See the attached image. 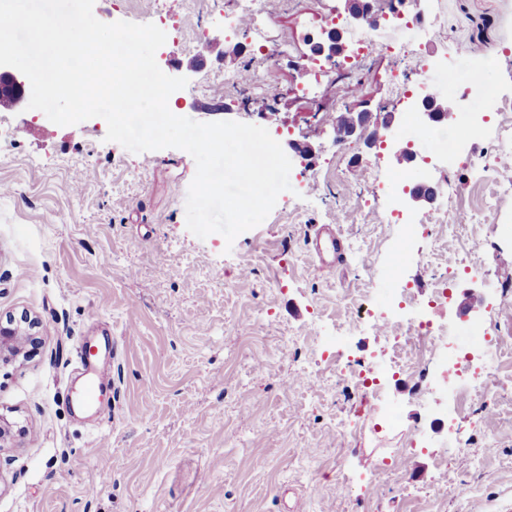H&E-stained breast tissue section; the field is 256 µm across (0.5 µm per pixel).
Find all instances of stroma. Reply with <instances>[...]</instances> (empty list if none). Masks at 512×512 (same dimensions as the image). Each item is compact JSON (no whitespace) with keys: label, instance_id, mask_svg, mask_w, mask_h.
Returning <instances> with one entry per match:
<instances>
[{"label":"stroma","instance_id":"1","mask_svg":"<svg viewBox=\"0 0 512 512\" xmlns=\"http://www.w3.org/2000/svg\"><path fill=\"white\" fill-rule=\"evenodd\" d=\"M163 3L156 62L189 81L169 98L176 115L211 122L193 109L190 84L215 75L210 92L231 105L230 120L279 131L282 144L310 139L320 159L340 157V179H308L303 217L276 208L234 243L201 239L186 227L196 172L187 152H131L106 141L99 117L59 126L22 103L0 109L12 130L0 147V318L29 313L43 336L30 359L0 366V414L21 429L0 448V512H512V366L457 412L447 394L428 392L437 364L423 361L386 380L397 416L385 422L357 383L385 340L350 303L361 280L373 308L403 285L423 305L432 290L429 240L382 223L390 202L372 192L367 162L388 178L463 182L433 206L459 227L445 262L470 250L484 270L455 289L478 287L483 305L464 322L445 305L433 317L453 323L461 346L496 336L512 352V197L486 223L462 224L482 202L478 172L422 173L440 137L419 122L407 131L411 163L337 141L339 114L394 109L388 86L403 67L388 54L355 69L308 63L304 36L345 18L343 0H264L269 43L292 53L257 57L270 89L246 106L228 81L243 60L224 54L244 37L225 33L207 0ZM418 8L436 32L404 36L419 51V79L443 82L462 49L492 97L512 96V0ZM198 28L202 71L175 49ZM315 224L369 242L367 263L350 250L323 270L307 244ZM93 336L111 337L112 366L98 414L84 418L68 397L80 385L79 346ZM490 438L493 454L483 451Z\"/></svg>","mask_w":512,"mask_h":512}]
</instances>
